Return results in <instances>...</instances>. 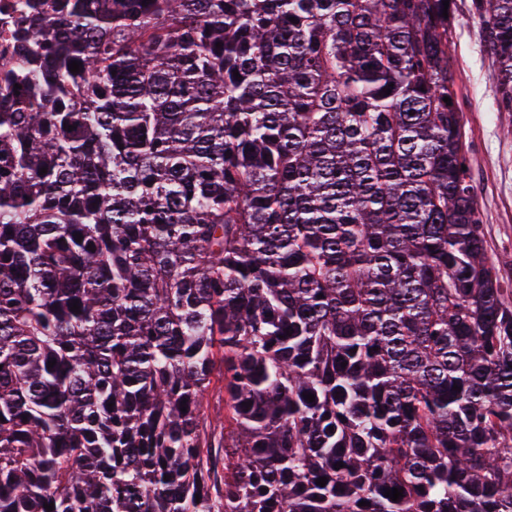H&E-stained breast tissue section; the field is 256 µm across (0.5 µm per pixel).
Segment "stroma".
Here are the masks:
<instances>
[{
    "mask_svg": "<svg viewBox=\"0 0 512 512\" xmlns=\"http://www.w3.org/2000/svg\"><path fill=\"white\" fill-rule=\"evenodd\" d=\"M464 16L448 33L460 110L464 152L476 186L490 260L504 287L512 289V112L497 103L495 63L477 23L468 18L469 0H457Z\"/></svg>",
    "mask_w": 512,
    "mask_h": 512,
    "instance_id": "1",
    "label": "stroma"
}]
</instances>
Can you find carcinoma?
Returning a JSON list of instances; mask_svg holds the SVG:
<instances>
[{
	"label": "carcinoma",
	"instance_id": "obj_1",
	"mask_svg": "<svg viewBox=\"0 0 512 512\" xmlns=\"http://www.w3.org/2000/svg\"><path fill=\"white\" fill-rule=\"evenodd\" d=\"M470 16L512 112V0ZM457 21L456 0L17 4L0 512H512V290L462 169Z\"/></svg>",
	"mask_w": 512,
	"mask_h": 512
}]
</instances>
